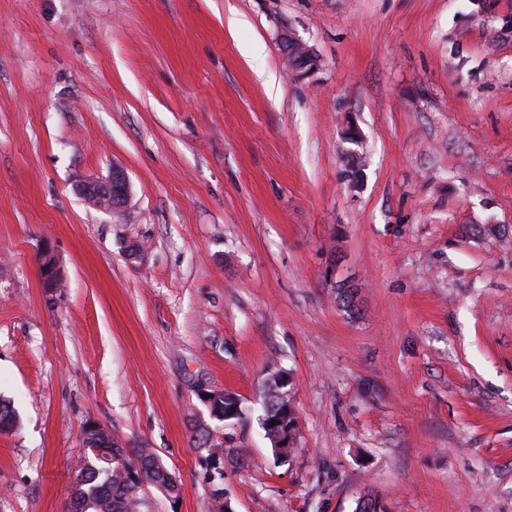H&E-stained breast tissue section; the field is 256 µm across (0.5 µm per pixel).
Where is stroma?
<instances>
[{
  "label": "stroma",
  "mask_w": 512,
  "mask_h": 512,
  "mask_svg": "<svg viewBox=\"0 0 512 512\" xmlns=\"http://www.w3.org/2000/svg\"><path fill=\"white\" fill-rule=\"evenodd\" d=\"M0 396V512H70L91 423L153 512H209L203 429L234 512H512V0H0ZM280 40L290 69L310 71L318 66L319 60L310 47L286 32L281 34ZM79 193L93 208L112 214L126 206L130 196V183L125 171L115 167L106 180L83 183ZM285 377L286 374L277 371L271 373L266 379L264 418L268 413L278 414L290 402L292 395L286 393L291 391V382L288 375V385H285Z\"/></svg>",
  "instance_id": "35a3bbf8"
}]
</instances>
